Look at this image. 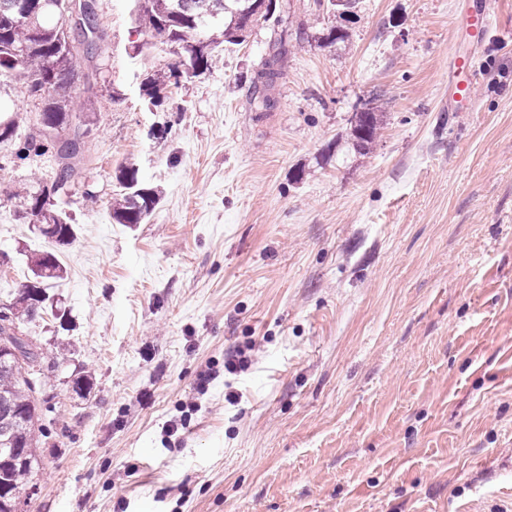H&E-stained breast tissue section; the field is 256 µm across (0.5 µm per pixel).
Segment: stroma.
<instances>
[{"label":"stroma","instance_id":"stroma-1","mask_svg":"<svg viewBox=\"0 0 512 512\" xmlns=\"http://www.w3.org/2000/svg\"><path fill=\"white\" fill-rule=\"evenodd\" d=\"M473 3L362 0L324 48L315 0H277L153 105L143 75L175 55H136L127 0H98L76 237L22 326L56 365L27 512H512V41L475 45ZM284 18L308 37L268 110L249 85ZM456 53L480 74L450 116ZM0 99L36 129L39 100L8 80ZM125 166L160 194L130 227ZM28 174L0 169V304L54 248L20 216ZM355 118L349 134L350 144L355 152L366 155L375 142L383 122V115L382 112H376L374 108H363L360 112H356Z\"/></svg>","mask_w":512,"mask_h":512}]
</instances>
